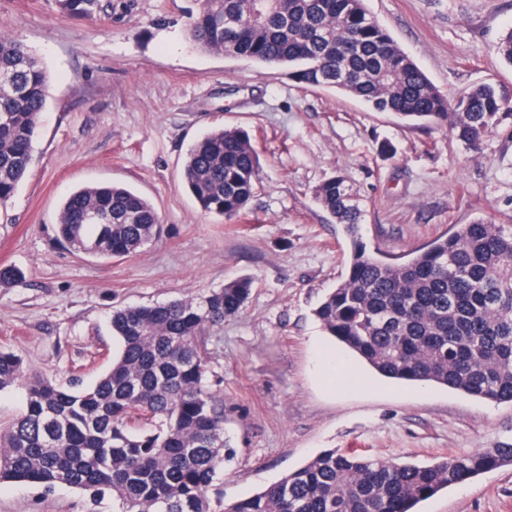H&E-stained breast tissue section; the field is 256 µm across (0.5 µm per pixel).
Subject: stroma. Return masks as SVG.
Instances as JSON below:
<instances>
[{"instance_id":"1","label":"stroma","mask_w":512,"mask_h":512,"mask_svg":"<svg viewBox=\"0 0 512 512\" xmlns=\"http://www.w3.org/2000/svg\"><path fill=\"white\" fill-rule=\"evenodd\" d=\"M93 18L55 0H0V32L50 75L29 170L0 206V346L66 390L92 387L112 364L114 309L204 297L252 281L242 312L213 328L224 436L234 453L215 483L224 504L252 495L327 449L430 463L512 444V404L437 385H406L335 348L313 315L342 280L349 241L314 200L343 176L365 210L362 234L389 259L454 226L512 225V115L478 149L445 126L398 123L282 69L208 54L187 37L196 0H102ZM370 14L450 98L481 82L512 97L498 42L512 0H365ZM248 131L260 160L250 213L234 224L184 189L192 145L216 127ZM120 183L147 197L159 240L104 263L56 239L62 201L79 187ZM341 365L335 382L319 354ZM65 485L0 484V512H114ZM418 512H512V465L453 485Z\"/></svg>"}]
</instances>
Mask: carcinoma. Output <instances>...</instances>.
Listing matches in <instances>:
<instances>
[{
	"instance_id": "1",
	"label": "carcinoma",
	"mask_w": 512,
	"mask_h": 512,
	"mask_svg": "<svg viewBox=\"0 0 512 512\" xmlns=\"http://www.w3.org/2000/svg\"><path fill=\"white\" fill-rule=\"evenodd\" d=\"M93 17L99 0H57ZM189 40L201 52L287 69L418 126L450 125L479 143L512 102L490 83L452 102L371 16L365 0H198ZM49 74L19 40L0 34V205L32 160ZM258 155L238 128H216L190 149L183 180L202 210L237 222L249 209ZM315 200L351 239L343 280L314 315L323 330L381 375L432 382L469 396L512 402V231L475 220L401 262L370 253L359 236L364 210L341 176ZM97 212L108 222L91 224ZM60 241L97 259L124 258L159 237L160 216L139 193L87 185L62 203ZM252 281L202 299L112 311L122 349L90 389L67 391L26 373L0 347V391H25L24 412L0 429V483L66 485L107 494L118 512H412L420 501L486 471L512 465V447L428 465L326 450L279 482L228 506L208 492L224 467V400L211 380L210 330L245 307Z\"/></svg>"
}]
</instances>
